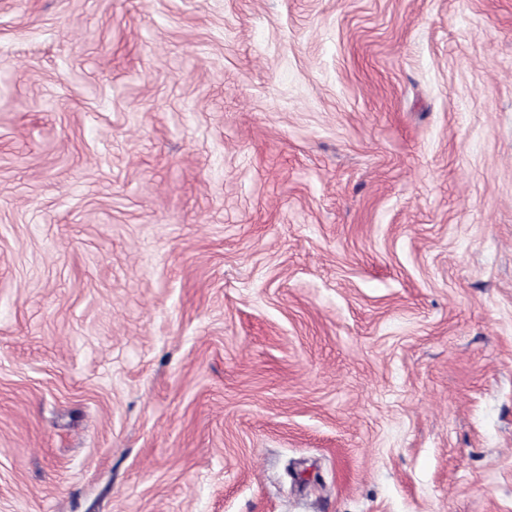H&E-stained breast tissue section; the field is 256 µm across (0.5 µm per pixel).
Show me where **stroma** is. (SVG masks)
I'll use <instances>...</instances> for the list:
<instances>
[{
  "instance_id": "obj_1",
  "label": "stroma",
  "mask_w": 512,
  "mask_h": 512,
  "mask_svg": "<svg viewBox=\"0 0 512 512\" xmlns=\"http://www.w3.org/2000/svg\"><path fill=\"white\" fill-rule=\"evenodd\" d=\"M0 512H512V0H0Z\"/></svg>"
}]
</instances>
